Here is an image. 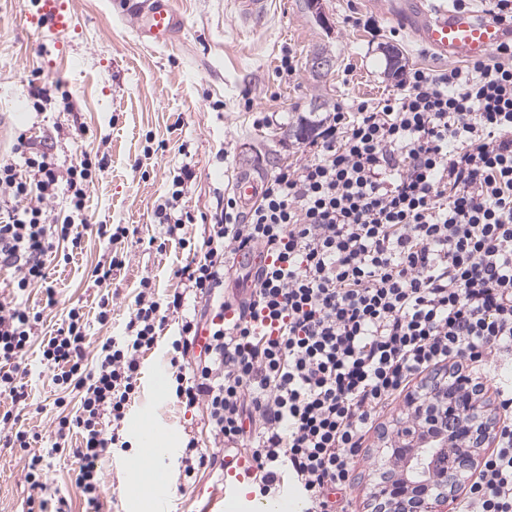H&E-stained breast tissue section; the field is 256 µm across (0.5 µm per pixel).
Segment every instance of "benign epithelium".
Returning <instances> with one entry per match:
<instances>
[{"instance_id": "obj_1", "label": "benign epithelium", "mask_w": 512, "mask_h": 512, "mask_svg": "<svg viewBox=\"0 0 512 512\" xmlns=\"http://www.w3.org/2000/svg\"><path fill=\"white\" fill-rule=\"evenodd\" d=\"M415 414L399 420L377 466L372 512H453L482 468L497 422L473 379L458 371L430 378L408 396Z\"/></svg>"}]
</instances>
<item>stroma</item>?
Instances as JSON below:
<instances>
[{"instance_id":"35a3bbf8","label":"stroma","mask_w":512,"mask_h":512,"mask_svg":"<svg viewBox=\"0 0 512 512\" xmlns=\"http://www.w3.org/2000/svg\"><path fill=\"white\" fill-rule=\"evenodd\" d=\"M70 16L68 27L51 30L42 16L44 0H0V159L20 162L14 152L18 135L49 152L57 166L67 167L79 151L105 157V165L88 192L86 221L77 230L83 250L66 264L49 266L57 292L47 305L38 288L19 294L18 302L40 311L38 336L60 327L68 307L83 308L87 321L85 352L95 359L108 337L120 335L133 308L141 278H151L157 299L179 286L177 270L186 250L167 243L147 250L143 239L162 237L154 210L172 191L174 176L190 168L194 179L185 199L194 214L208 212L217 193L230 191L240 175L263 177L295 162L299 144L285 134L289 120L307 112L314 93L330 104L376 101L391 93L397 79L388 62L398 49L403 68L455 67L442 60L407 30L391 36L392 22L370 0H323L324 21H317L304 0H267L268 14L256 29L239 16L236 0H174L183 24L164 46L142 42L132 19L116 0H61ZM379 19L380 30L364 26ZM329 50L333 69L314 79L307 59L315 47ZM297 65L288 80L278 69L283 50ZM252 109H245V100ZM276 113L277 121L257 127L256 118ZM153 149L145 158V149ZM101 224H134L139 240H126L124 268L108 289L94 287L91 270L108 242ZM112 302V318L98 321L102 296ZM178 330L168 316L157 347L141 357L140 389L121 426L129 448L114 449L102 467L99 512H227L221 473L198 471L189 485L179 480L180 447L192 420L170 397L168 343ZM25 403L12 405L0 396V411L13 410L17 428L35 435L31 451L0 447V512H28L30 489L25 480L30 454L47 465L45 512L66 500L68 512H85L76 490L71 448L53 452L54 420L59 396L78 402L77 392L61 393L54 372L31 348L22 360ZM405 409L397 400L376 420L351 473V512H371L370 494L376 464L385 446L381 430L391 428ZM153 431L165 464L164 488H157L146 465L144 431Z\"/></svg>"}]
</instances>
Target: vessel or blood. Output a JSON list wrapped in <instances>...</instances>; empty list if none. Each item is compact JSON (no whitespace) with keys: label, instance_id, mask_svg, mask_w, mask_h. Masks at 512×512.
<instances>
[{"label":"vessel or blood","instance_id":"vessel-or-blood-1","mask_svg":"<svg viewBox=\"0 0 512 512\" xmlns=\"http://www.w3.org/2000/svg\"><path fill=\"white\" fill-rule=\"evenodd\" d=\"M139 36L156 45L165 44L181 19L174 0H126ZM387 17L409 28L420 42L442 58L488 56L512 37V29L473 10L448 9L444 0H389Z\"/></svg>","mask_w":512,"mask_h":512}]
</instances>
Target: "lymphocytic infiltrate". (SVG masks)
<instances>
[{
    "instance_id": "1",
    "label": "lymphocytic infiltrate",
    "mask_w": 512,
    "mask_h": 512,
    "mask_svg": "<svg viewBox=\"0 0 512 512\" xmlns=\"http://www.w3.org/2000/svg\"><path fill=\"white\" fill-rule=\"evenodd\" d=\"M23 166L0 162V268L11 287H44L46 259L72 258L74 232L100 168L81 152L58 170L18 136ZM190 170L173 180L155 216L164 239L185 245L194 216L183 202ZM69 215L43 204L59 184ZM25 208H18V201ZM203 240L160 303L142 279L135 308L94 365L84 352L81 307L42 340L41 360L61 389L80 393L59 438L80 437L74 485L96 512L100 472L138 390L140 358L158 344L166 313L180 315L170 343L177 404L200 410L211 447L189 436L180 477L220 469L235 450L260 495L292 482L308 512H337L374 421L423 373L454 363L483 369L512 352V39L491 58L452 69L403 71L379 103L336 104L300 159L261 181L251 206L219 197ZM110 245L91 271L107 285L126 263L131 224L99 225ZM257 252L254 272L229 256ZM201 307L185 313L187 298ZM39 314L0 297V394L27 393L18 379ZM457 512H512V423L503 424Z\"/></svg>"
}]
</instances>
